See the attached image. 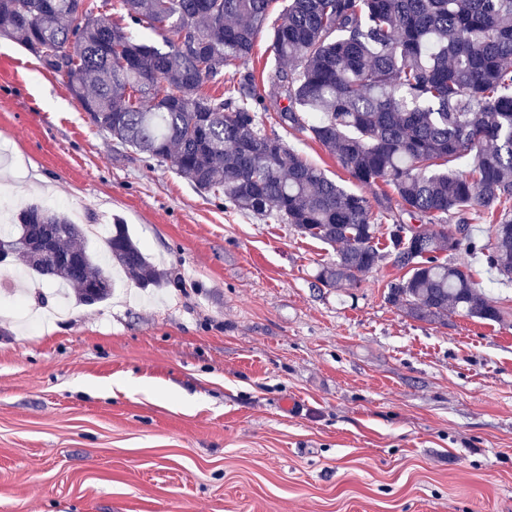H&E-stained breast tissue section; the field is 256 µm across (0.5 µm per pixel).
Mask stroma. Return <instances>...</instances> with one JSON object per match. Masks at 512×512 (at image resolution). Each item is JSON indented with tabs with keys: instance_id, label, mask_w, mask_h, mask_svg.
I'll return each instance as SVG.
<instances>
[{
	"instance_id": "35a3bbf8",
	"label": "stroma",
	"mask_w": 512,
	"mask_h": 512,
	"mask_svg": "<svg viewBox=\"0 0 512 512\" xmlns=\"http://www.w3.org/2000/svg\"><path fill=\"white\" fill-rule=\"evenodd\" d=\"M249 69L267 133L387 193L278 124L266 35ZM30 202L122 221L169 281L117 274L93 308L28 276L0 293V512H512V316L412 319L387 259L323 287L332 247L146 166L0 38V224ZM451 260L512 313L480 257Z\"/></svg>"
}]
</instances>
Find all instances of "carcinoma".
<instances>
[{
    "mask_svg": "<svg viewBox=\"0 0 512 512\" xmlns=\"http://www.w3.org/2000/svg\"><path fill=\"white\" fill-rule=\"evenodd\" d=\"M272 2L119 0L117 21L91 0H0V37L65 76L113 142L227 208L333 247L318 281L356 287L385 259L380 226L369 198L265 132L269 108L248 64L267 31L288 101L279 124L308 133L356 182H384L402 212L433 225L419 227L413 251L400 219L387 227L388 255L404 271L387 285V302L430 323L450 312L504 322L507 311L448 255L479 254L512 283V0H288L268 29ZM137 27L161 41L139 39ZM230 66L239 80L228 95L206 93ZM472 216L495 224L493 240L474 234ZM454 217L461 228L450 235ZM85 237L82 225L36 203L0 227L14 263L74 289L82 305L92 291L101 304L114 282ZM108 259L141 288L166 282L125 224L112 225Z\"/></svg>",
    "mask_w": 512,
    "mask_h": 512,
    "instance_id": "carcinoma-1",
    "label": "carcinoma"
}]
</instances>
